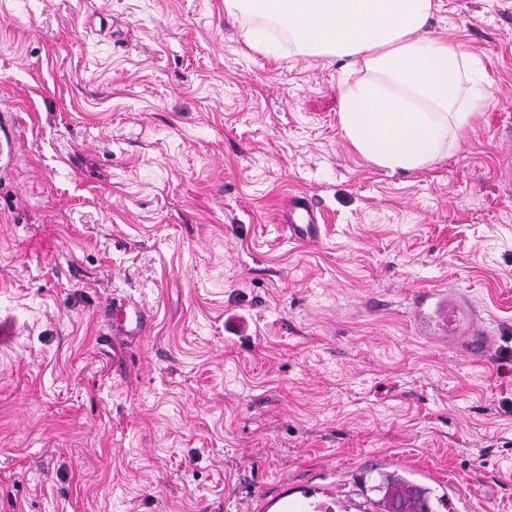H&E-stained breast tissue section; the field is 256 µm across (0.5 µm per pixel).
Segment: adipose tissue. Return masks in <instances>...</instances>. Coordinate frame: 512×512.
Wrapping results in <instances>:
<instances>
[{
    "instance_id": "adipose-tissue-1",
    "label": "adipose tissue",
    "mask_w": 512,
    "mask_h": 512,
    "mask_svg": "<svg viewBox=\"0 0 512 512\" xmlns=\"http://www.w3.org/2000/svg\"><path fill=\"white\" fill-rule=\"evenodd\" d=\"M224 11L254 17L253 49L272 54L285 40L301 55L360 62L339 121L357 153L391 172L447 156L488 104L480 60L426 36L434 0H224Z\"/></svg>"
}]
</instances>
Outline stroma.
<instances>
[{
  "label": "stroma",
  "mask_w": 512,
  "mask_h": 512,
  "mask_svg": "<svg viewBox=\"0 0 512 512\" xmlns=\"http://www.w3.org/2000/svg\"><path fill=\"white\" fill-rule=\"evenodd\" d=\"M436 3L492 99L393 173L343 136L350 59L255 51L224 0H0V512L346 505L392 464L512 512V0ZM290 238L304 240L318 237L320 225L316 212L301 197H295L288 210ZM109 313L112 315L113 339L128 336L129 333L136 330L139 336L146 334L149 319L137 305L114 297L110 304Z\"/></svg>",
  "instance_id": "1"
}]
</instances>
